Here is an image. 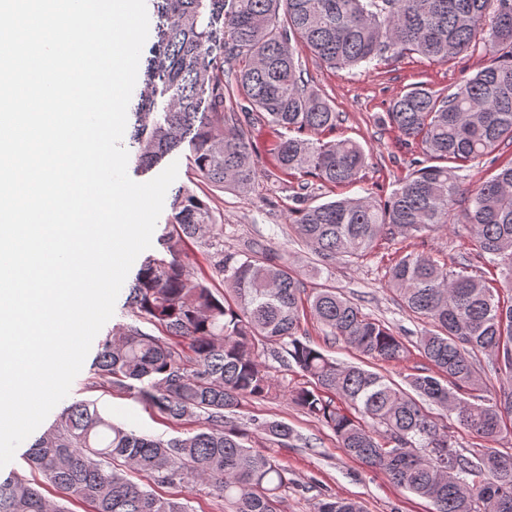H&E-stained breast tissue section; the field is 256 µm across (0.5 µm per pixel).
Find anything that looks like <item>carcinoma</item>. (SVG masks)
Listing matches in <instances>:
<instances>
[{"label":"carcinoma","instance_id":"carcinoma-1","mask_svg":"<svg viewBox=\"0 0 512 512\" xmlns=\"http://www.w3.org/2000/svg\"><path fill=\"white\" fill-rule=\"evenodd\" d=\"M154 42L145 78L130 109L135 168L149 171L183 146L194 174L217 190L249 192L258 172L253 131L224 111L225 99L275 134L270 144L285 174L313 176L332 187L360 180L366 153L357 142L310 140L305 131L336 128L327 98L305 77L299 51L333 69L371 67L415 52L438 62L480 46L488 64L456 91L416 86L394 100L382 122L421 146L433 165L399 180L387 198L372 193L317 205L304 190L292 196V229L319 262L360 259L381 236L421 238L450 224L469 226L479 256L512 284V159L459 197L467 163L512 146V0H152ZM236 66L224 70V57ZM464 202V207L455 205ZM165 239L171 260L148 257L130 285L132 322L112 330L96 356L99 375L136 394L170 422L196 432L167 440L140 435L92 403L69 405L35 439L28 464L91 512H189L128 478L155 486L203 485L231 512H285L287 470L245 446L235 417L243 400L288 396L332 431L344 454L430 501L433 512H512V453L489 447L512 419V289L503 298L469 272L440 266L429 254L394 260L388 286L404 309L429 322L416 347L433 365L400 385L313 347L301 329L303 301L327 339L342 340L385 363L408 352L406 337L363 312L334 288L302 298L303 282L266 248L238 259L224 255L221 214L195 191L172 202ZM196 243L226 289L209 285L181 259ZM161 330L155 336L136 322ZM298 368L308 385L275 378L260 353ZM487 355L482 364L479 355ZM491 372L499 393L486 396ZM431 402L447 414L438 417ZM482 441L457 445L449 418ZM280 447L299 440L277 420L255 423ZM454 469V479L445 470ZM0 512H66L19 479L0 481ZM317 512H364L349 498L330 497Z\"/></svg>","mask_w":512,"mask_h":512}]
</instances>
